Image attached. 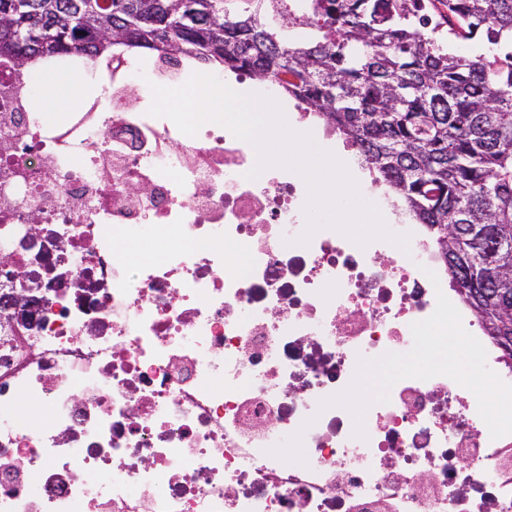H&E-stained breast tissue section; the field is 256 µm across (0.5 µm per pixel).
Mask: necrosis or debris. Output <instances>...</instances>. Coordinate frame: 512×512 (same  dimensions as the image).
Segmentation results:
<instances>
[{"label":"necrosis or debris","mask_w":512,"mask_h":512,"mask_svg":"<svg viewBox=\"0 0 512 512\" xmlns=\"http://www.w3.org/2000/svg\"><path fill=\"white\" fill-rule=\"evenodd\" d=\"M133 69L47 124L0 59V512H512V434L450 377L398 381L361 438L320 406L455 300L428 226L392 203L408 250L298 244L302 176L131 111ZM296 433L305 463L274 456Z\"/></svg>","instance_id":"obj_1"}]
</instances>
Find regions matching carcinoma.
I'll return each instance as SVG.
<instances>
[{
	"label": "carcinoma",
	"mask_w": 512,
	"mask_h": 512,
	"mask_svg": "<svg viewBox=\"0 0 512 512\" xmlns=\"http://www.w3.org/2000/svg\"><path fill=\"white\" fill-rule=\"evenodd\" d=\"M486 42L448 51L442 31ZM512 0H0V58L117 48L277 87L357 146L512 358Z\"/></svg>",
	"instance_id": "cac0c4a2"
}]
</instances>
